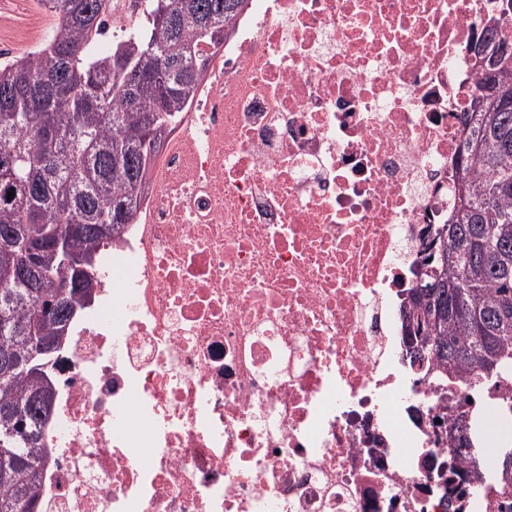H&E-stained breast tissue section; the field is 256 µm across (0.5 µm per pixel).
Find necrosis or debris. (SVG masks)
I'll return each instance as SVG.
<instances>
[{"label":"necrosis or debris","mask_w":512,"mask_h":512,"mask_svg":"<svg viewBox=\"0 0 512 512\" xmlns=\"http://www.w3.org/2000/svg\"><path fill=\"white\" fill-rule=\"evenodd\" d=\"M508 1L237 19L53 356L41 512H491L503 391L411 365L401 292ZM48 31L0 10V60ZM479 410L474 476L448 425Z\"/></svg>","instance_id":"4bbe7bcc"}]
</instances>
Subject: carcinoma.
<instances>
[{"mask_svg": "<svg viewBox=\"0 0 512 512\" xmlns=\"http://www.w3.org/2000/svg\"><path fill=\"white\" fill-rule=\"evenodd\" d=\"M52 20L34 52L0 63V512H38L41 438L53 395L44 365L90 296L94 265L61 267L58 240L96 257L134 220L157 148L249 0H150L140 34L104 51L112 0H37ZM480 106L455 168L453 213L431 228L437 288L409 289L410 357L473 386L512 383V42L481 43ZM14 192L8 197V192ZM45 278H17L29 251ZM437 342L420 350L430 337ZM500 512H512V447L498 450Z\"/></svg>", "mask_w": 512, "mask_h": 512, "instance_id": "1", "label": "carcinoma"}]
</instances>
